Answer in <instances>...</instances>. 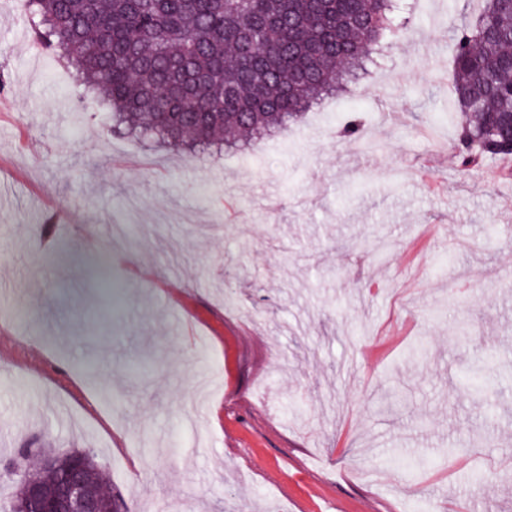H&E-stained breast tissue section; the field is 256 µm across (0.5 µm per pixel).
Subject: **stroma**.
I'll list each match as a JSON object with an SVG mask.
<instances>
[{
	"mask_svg": "<svg viewBox=\"0 0 512 512\" xmlns=\"http://www.w3.org/2000/svg\"><path fill=\"white\" fill-rule=\"evenodd\" d=\"M478 7L428 0L386 86L187 158L108 133L0 0V459L90 451L134 512H512V177L462 171L442 121L448 14ZM352 110L378 150L339 136ZM488 354L477 403L461 371Z\"/></svg>",
	"mask_w": 512,
	"mask_h": 512,
	"instance_id": "stroma-1",
	"label": "stroma"
}]
</instances>
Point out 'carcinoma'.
Listing matches in <instances>:
<instances>
[{"label": "carcinoma", "mask_w": 512, "mask_h": 512, "mask_svg": "<svg viewBox=\"0 0 512 512\" xmlns=\"http://www.w3.org/2000/svg\"><path fill=\"white\" fill-rule=\"evenodd\" d=\"M33 45L68 61L124 131L173 152L282 132L367 73L412 23L404 0H27ZM512 0L453 26L456 157L512 158ZM341 131L361 138L352 112Z\"/></svg>", "instance_id": "carcinoma-1"}]
</instances>
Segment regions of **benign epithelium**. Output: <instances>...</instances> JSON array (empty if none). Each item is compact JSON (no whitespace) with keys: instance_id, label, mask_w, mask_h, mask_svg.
Listing matches in <instances>:
<instances>
[{"instance_id":"obj_1","label":"benign epithelium","mask_w":512,"mask_h":512,"mask_svg":"<svg viewBox=\"0 0 512 512\" xmlns=\"http://www.w3.org/2000/svg\"><path fill=\"white\" fill-rule=\"evenodd\" d=\"M42 468L56 476L52 492L43 488L40 480L24 472L17 491V512H123L116 501L101 502L89 479L94 460L86 453L73 452L64 456L49 455Z\"/></svg>"}]
</instances>
